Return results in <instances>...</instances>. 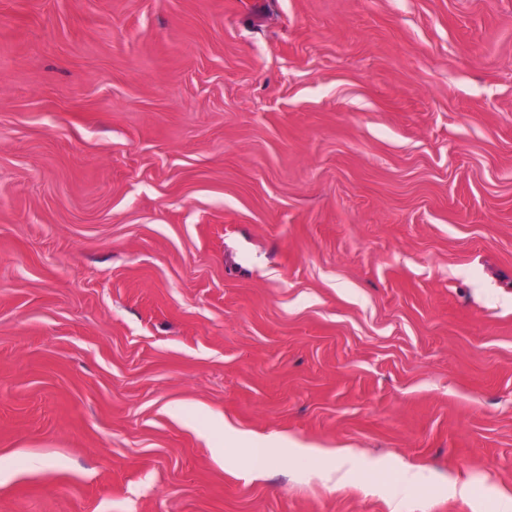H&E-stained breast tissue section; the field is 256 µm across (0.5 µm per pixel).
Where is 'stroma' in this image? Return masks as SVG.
Listing matches in <instances>:
<instances>
[{"label":"stroma","mask_w":512,"mask_h":512,"mask_svg":"<svg viewBox=\"0 0 512 512\" xmlns=\"http://www.w3.org/2000/svg\"><path fill=\"white\" fill-rule=\"evenodd\" d=\"M504 492L512 0H0V512ZM289 446L292 448L288 449L289 457L292 460L299 462L303 465L312 462L316 458L323 456H330L335 460V464L338 470H343L346 467H350L354 458V452L350 448H336V449H324V448H307L298 443L289 442Z\"/></svg>","instance_id":"35a3bbf8"}]
</instances>
